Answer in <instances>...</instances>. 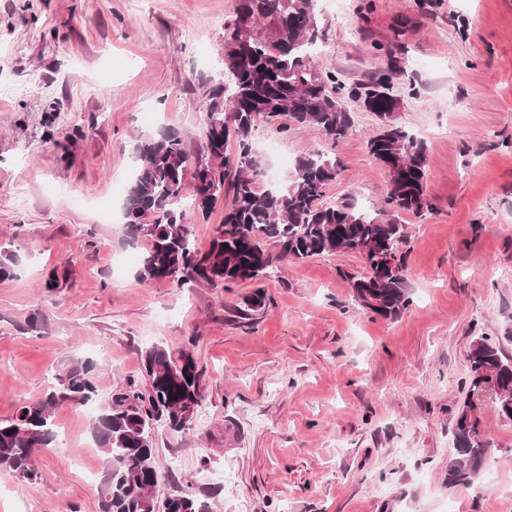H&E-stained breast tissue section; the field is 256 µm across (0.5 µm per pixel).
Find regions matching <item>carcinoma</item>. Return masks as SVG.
I'll return each instance as SVG.
<instances>
[{
    "instance_id": "carcinoma-1",
    "label": "carcinoma",
    "mask_w": 512,
    "mask_h": 512,
    "mask_svg": "<svg viewBox=\"0 0 512 512\" xmlns=\"http://www.w3.org/2000/svg\"><path fill=\"white\" fill-rule=\"evenodd\" d=\"M237 2L234 18L224 23L222 75L198 83L204 156L190 162L184 137L171 130L136 146L138 165L122 223L131 241L148 242L139 282L168 280L179 288L206 283L229 290L268 277L278 262L351 252L366 264L361 276L344 274L355 300L384 319L399 317L410 305L401 252L408 232L401 214L429 208L424 144L396 122L398 101L383 81L361 98L381 121L368 146L390 176L385 207L371 213L349 198L323 201L341 166L319 150L296 159L283 182H266L251 144L256 117L285 119L283 131L312 125L334 142L347 135L353 117L344 105L345 86L313 59L320 33L313 0ZM226 190L231 197L224 219L202 251L194 244L188 212L208 218ZM19 263L18 253L0 247V280L15 276ZM264 306L263 294L256 291L242 296L237 313L250 320ZM140 360L147 387L127 386L93 418L90 436L107 460L99 510L210 512L191 482L173 497L158 498L151 429L159 421L174 433L190 429L203 400L197 362L190 352L175 360L160 345L140 351ZM468 360L467 396L493 387L498 415L512 421V357L483 336L474 341ZM95 372L93 359L74 358L44 397L0 419V471L28 483L39 480L34 456L54 445V410L96 401ZM473 409L465 404L455 422L457 458L448 467L450 487L477 481L489 447L480 418L469 414Z\"/></svg>"
}]
</instances>
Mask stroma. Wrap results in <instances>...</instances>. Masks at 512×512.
Wrapping results in <instances>:
<instances>
[{
	"mask_svg": "<svg viewBox=\"0 0 512 512\" xmlns=\"http://www.w3.org/2000/svg\"><path fill=\"white\" fill-rule=\"evenodd\" d=\"M236 0H0V244L22 265L0 280V419L43 396L72 358L97 361L102 397L145 386L140 349L192 352L203 403L190 430L157 426L159 497L193 482L211 512H512V422L474 398L490 442L477 483L450 488L452 431L469 351L512 356V0H317L315 59L346 86L388 77L398 123L426 149L430 210L403 214L411 304L395 320L354 299L352 253L277 263L232 290L137 280L117 183L140 138L204 141L199 80L222 68ZM338 140L258 117L266 163L321 150L340 160L329 201L384 204L369 153L379 124L347 99ZM69 279L53 291L52 270ZM265 307L239 318L241 296ZM39 330H29L30 315ZM83 408L58 407L67 452L37 453L30 484L0 471V512H98L105 458Z\"/></svg>",
	"mask_w": 512,
	"mask_h": 512,
	"instance_id": "obj_1",
	"label": "stroma"
}]
</instances>
